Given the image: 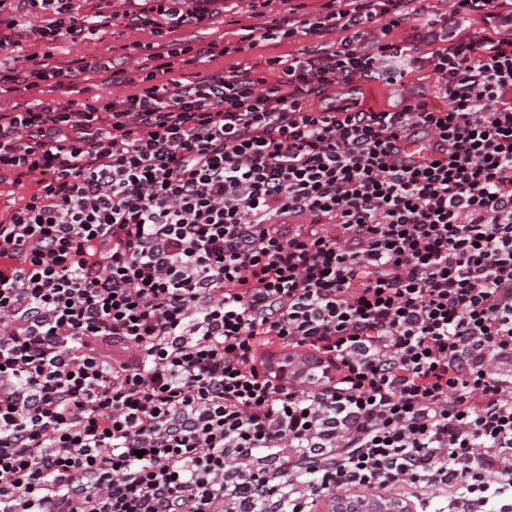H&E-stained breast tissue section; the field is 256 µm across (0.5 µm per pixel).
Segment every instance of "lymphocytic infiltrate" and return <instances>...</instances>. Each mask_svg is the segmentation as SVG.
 Masks as SVG:
<instances>
[{
    "label": "lymphocytic infiltrate",
    "instance_id": "lymphocytic-infiltrate-1",
    "mask_svg": "<svg viewBox=\"0 0 512 512\" xmlns=\"http://www.w3.org/2000/svg\"><path fill=\"white\" fill-rule=\"evenodd\" d=\"M236 2L223 45L192 34L223 0H0L48 43L155 37L0 74L120 89L0 111V182L25 189L0 212V512L512 487V0H301L271 25ZM370 83L394 108L353 97ZM276 346L336 372L280 383Z\"/></svg>",
    "mask_w": 512,
    "mask_h": 512
}]
</instances>
